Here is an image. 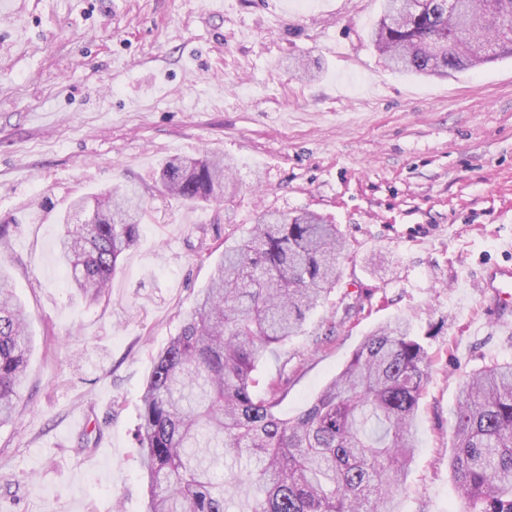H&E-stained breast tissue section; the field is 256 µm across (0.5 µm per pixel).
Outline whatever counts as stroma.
<instances>
[{
  "instance_id": "35a3bbf8",
  "label": "stroma",
  "mask_w": 512,
  "mask_h": 512,
  "mask_svg": "<svg viewBox=\"0 0 512 512\" xmlns=\"http://www.w3.org/2000/svg\"><path fill=\"white\" fill-rule=\"evenodd\" d=\"M0 8V270L32 351L0 426V512H147L141 396L157 352L261 211L319 212L336 286L254 373L296 416L379 325L427 350L400 512H464L449 468L460 378L512 362L478 274L512 260V57L445 79L387 69L382 0H15ZM222 156L234 196L187 205L169 157ZM129 181L147 216L105 297L71 288L58 217Z\"/></svg>"
}]
</instances>
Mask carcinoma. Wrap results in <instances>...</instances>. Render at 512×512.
Instances as JSON below:
<instances>
[{"mask_svg": "<svg viewBox=\"0 0 512 512\" xmlns=\"http://www.w3.org/2000/svg\"><path fill=\"white\" fill-rule=\"evenodd\" d=\"M371 41L391 70L445 77L512 55V0H383ZM214 157L167 159L162 189L196 204L231 190ZM73 204L91 223L62 217L57 242L72 287L108 291L119 257L136 242L139 186ZM346 241L314 212L261 213L224 247L180 331L158 353L142 395L140 466L147 512H230L219 455L256 488L249 512H397L417 448L415 422L428 379L427 351L410 326L377 327L297 416L277 415L281 385L260 394L253 372L272 345L297 335L336 285ZM31 352L26 313L0 274V424L11 419ZM451 469L466 512H512V362L466 374L454 411Z\"/></svg>", "mask_w": 512, "mask_h": 512, "instance_id": "obj_1", "label": "carcinoma"}]
</instances>
